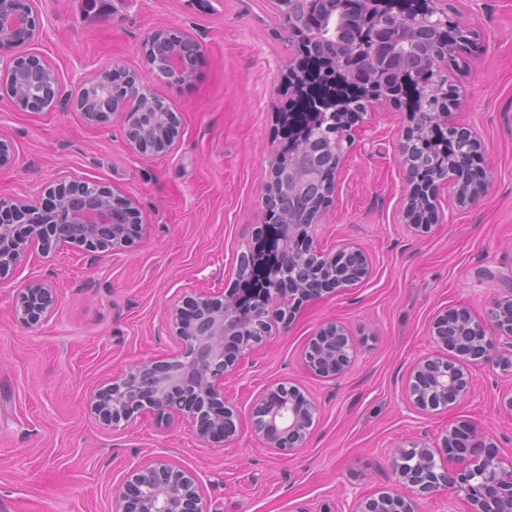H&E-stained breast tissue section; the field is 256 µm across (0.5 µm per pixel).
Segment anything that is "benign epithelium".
<instances>
[{"label": "benign epithelium", "mask_w": 512, "mask_h": 512, "mask_svg": "<svg viewBox=\"0 0 512 512\" xmlns=\"http://www.w3.org/2000/svg\"><path fill=\"white\" fill-rule=\"evenodd\" d=\"M365 17L354 41L335 48L306 68L295 63L291 90L296 107L280 114L283 145L271 166L266 186L269 211L259 240L241 252L235 281L217 295L198 294L184 307L169 312V327L182 345L180 357L141 361L113 379L106 388L89 392L91 412L117 426L154 417L174 421L187 417L200 440L230 447L239 438L238 414L224 400V381L256 345L270 336L272 318L288 325L295 310L322 293L352 285L369 273L363 251L345 246L324 254L312 245L322 206L335 189L340 160L336 140L318 136V126L332 115L341 128L353 127L352 117L384 102L407 107L408 125L400 151L409 193L406 218L418 233L431 231L436 215L432 199L447 176L415 172L411 149L419 134L417 99L425 78L409 79L401 68L403 48L424 31L448 32V15L434 0H362ZM40 30L37 0H0V99L18 112H42L68 105L86 126L96 128L115 114L124 115L129 148L151 155L169 148L179 137L177 113L135 75L115 66L68 87L47 56L22 52ZM468 36L460 31L436 57L431 89L455 106L451 86L442 84L437 68L456 66ZM141 49L148 71L171 84L183 85L196 74L201 48L191 35L155 28L145 34ZM435 125L457 145L456 161H447L460 202L479 193L473 169L481 145L472 133L448 125V112H438ZM15 163L11 140L0 134V169ZM51 203L25 197H0V275L25 263L32 251L44 254L76 247L90 256L129 248L142 228L137 203L114 188L89 180L60 179L50 188ZM55 285L35 280L19 289L16 316L33 326L54 312ZM436 353L414 363L405 382L407 403L422 412L442 411L469 392L474 371L487 366L512 370V289L489 303L482 319L465 307L439 313L429 326ZM351 342L335 322L321 326L304 351L308 372L322 378L343 374L350 365ZM318 411L295 385L266 388L252 403L251 431L273 451L307 447ZM447 464H437L432 448L422 441L400 448L391 459L395 482L406 493L383 492L357 497L349 512H422L420 500L442 494L448 512L461 497L467 512H512V464L505 466L493 443L461 422L442 437ZM115 512H211L196 475L158 456L133 469L113 491Z\"/></svg>", "instance_id": "benign-epithelium-1"}]
</instances>
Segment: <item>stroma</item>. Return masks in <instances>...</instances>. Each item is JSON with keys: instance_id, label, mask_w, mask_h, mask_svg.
I'll return each mask as SVG.
<instances>
[{"instance_id": "35a3bbf8", "label": "stroma", "mask_w": 512, "mask_h": 512, "mask_svg": "<svg viewBox=\"0 0 512 512\" xmlns=\"http://www.w3.org/2000/svg\"><path fill=\"white\" fill-rule=\"evenodd\" d=\"M447 3L449 21L474 37L448 76L458 99L452 120L480 138L486 185L467 205L441 186L439 223L415 235L403 213L405 112L385 103L364 112L361 136L342 144L336 194L312 237L325 252L361 248L370 274L304 303L289 327L274 324L224 386L243 428L238 443L209 448L186 419L103 425L86 398L141 360L178 356L168 310L230 286L238 254L265 221L296 51L271 0H40L35 48L65 84L125 67L178 113L182 129L173 148L142 157L128 148L120 117L92 129L70 109L17 112L0 99V132L17 156L0 170V196L44 201L54 175L68 174L119 189L149 221L134 246L97 262L63 248L0 276V512H113V487L153 456L192 470L212 512H347L355 497L393 488L395 448L422 439L443 463V432L461 421L512 461V417L498 409L512 373L477 372L467 399L444 413L417 412L404 396L413 363L432 350L434 317L456 306L482 316L512 288V0ZM154 27L200 41L191 83L147 72L140 42ZM37 279L54 282L58 304L27 327L14 315L15 293ZM328 321L343 324L354 347L351 368L333 380L301 362ZM288 382L319 406L307 447L290 456L247 429L255 397Z\"/></svg>"}]
</instances>
